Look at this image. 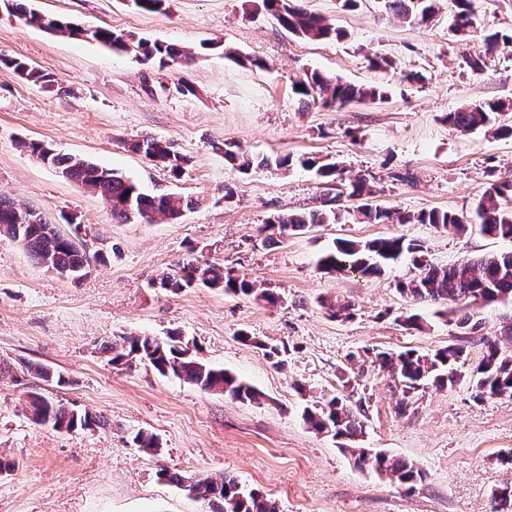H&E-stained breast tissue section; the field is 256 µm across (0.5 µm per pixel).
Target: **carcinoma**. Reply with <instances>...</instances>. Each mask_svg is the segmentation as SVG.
Masks as SVG:
<instances>
[{"mask_svg":"<svg viewBox=\"0 0 512 512\" xmlns=\"http://www.w3.org/2000/svg\"><path fill=\"white\" fill-rule=\"evenodd\" d=\"M386 12L404 23L426 24L436 17L438 0H383ZM454 32L460 37L472 35L479 28V21L472 0H455ZM5 9L28 25L45 28L52 33L77 34V28L68 22L49 19L27 7L26 0H3ZM264 10L271 12L279 24L292 35L310 40L341 39L343 33L326 18L308 12L295 0H261ZM92 38L114 51H135L148 63L161 67L190 59L184 50L171 44H151L141 38L117 34L102 28L92 33ZM485 52L466 58L471 71L480 73L488 66L487 55L499 48H512V32H500L485 37ZM0 72L12 74L43 86L54 83L53 76L36 69L17 58L0 55ZM295 93L307 104L318 101L325 107H345L364 101H384L387 93L381 86H358L341 78H330L312 71L296 83ZM512 111L504 101L471 103L444 116L448 126L461 133L490 127L501 137H512V120L503 115ZM150 145L157 164L171 175L182 173V158L171 151L169 143L152 136L130 143L133 152ZM30 151L40 161L66 175L67 179L99 193L112 207V214L125 216L132 211L151 222L155 216L169 220L181 217L182 212L198 202L177 193L150 194L126 175L107 169L87 159L45 152L36 142L28 144ZM224 159L247 172L255 169L287 171L294 166L317 169L325 179V203L328 209L304 212H279L269 217L262 227L265 240L279 244L281 239L307 233L323 224H340L348 215L366 224H430L434 228L458 233L477 229L480 235L512 242V176L489 173L490 180L475 206L468 212L432 209L418 214L404 213L377 202V190L370 179L363 175L344 178V170L337 161L323 162L315 157L293 154L252 156L233 140H224ZM21 231L23 247L31 257L47 269L77 270L82 268L87 255L77 243L62 238L56 226L49 223L36 210L14 199L0 196V236L13 238ZM410 262L414 274L397 284L400 295L412 302L442 306L436 314L455 323L463 334L477 332L482 320L476 309L493 304H512V252L466 259L448 267H438L426 258L424 246L417 240L403 235H391L365 242L348 239L336 241L333 249L320 255L317 269L325 275L355 271L363 276L382 275L393 263ZM203 282L209 288H221L226 293L252 297L275 306L283 302L281 294L260 288L256 282L234 273V268L219 263L201 262L189 258L171 273L159 280L160 287L176 294L182 285L191 280ZM330 317L347 320L354 316L355 304L348 300H320ZM502 335L505 340L486 341V349L475 367L470 384L479 401L512 398V317L506 319ZM246 342L263 350V355L275 366L283 364L285 349L270 345L246 332L240 333ZM112 364L125 368L143 364L151 366L162 375H171L189 381L206 392L224 393L236 400L257 403L262 393L246 380L219 367H214L197 355L190 347V340L179 333L164 339L153 336H124L112 342ZM465 354L464 346L450 344L431 353L416 350L396 353L378 352L375 362L396 375L403 393L409 395L431 385L436 388L452 386L457 382L455 365ZM33 420L42 423L50 420L53 428L72 430L80 427L104 426L103 416L87 410L79 411L56 404L36 394L28 393ZM365 409L362 400L349 395L326 394L322 400L304 408L303 422L318 434H330L343 440L342 452L350 453L354 462L386 473L411 490L423 479L422 471L413 463L394 458L385 453L372 454L366 448H354L352 443L364 434ZM195 496L206 501L212 512H278L275 502L253 489L242 486L234 477H197L192 486ZM512 504V488L493 491L490 512H503Z\"/></svg>","mask_w":512,"mask_h":512,"instance_id":"1","label":"carcinoma"}]
</instances>
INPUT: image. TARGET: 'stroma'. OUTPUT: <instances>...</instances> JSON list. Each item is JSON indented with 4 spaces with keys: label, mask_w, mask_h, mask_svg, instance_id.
<instances>
[{
    "label": "stroma",
    "mask_w": 512,
    "mask_h": 512,
    "mask_svg": "<svg viewBox=\"0 0 512 512\" xmlns=\"http://www.w3.org/2000/svg\"><path fill=\"white\" fill-rule=\"evenodd\" d=\"M330 20L343 39L293 36L252 0H168L161 13L132 0H29L46 17L82 28L79 36L47 32L0 9V53L51 73L53 88L0 74V195L33 206L79 237L92 262L80 279L48 272L26 250L0 237V512H209L206 502L159 480L160 470L232 476L275 501L279 512H490L493 490L512 486V398L477 401L470 375L484 338L498 335L505 307L483 308L480 332L460 335L413 305L396 285L408 263L382 276L323 275L318 253L340 239L402 235L423 243L429 261L512 251V242L436 230L428 224H326L282 243L261 228L271 214L319 208L324 189L314 172L243 173L224 160L223 141L253 155L307 154L341 162L347 176L370 174L379 201L407 213L472 208L488 168L512 174V138L459 133L446 113L475 101L512 100V50L494 52L484 72L467 56L483 52L485 35L512 31V0H474L482 28L462 41L450 29V0L427 24L387 14L382 0H298ZM108 28L189 52L166 69L135 54H117L88 39ZM209 39L218 48L201 49ZM241 62L226 59V51ZM384 56L395 69L377 70ZM356 85L384 87L376 104L341 109L304 105L293 90L311 70ZM417 71L411 83L404 72ZM193 91L179 93L180 84ZM153 136L184 158L180 177L129 150ZM36 141L84 157L137 181L145 190L197 200L176 220L114 217L110 204L33 156ZM232 198H225V189ZM234 266L238 275L284 293V305L201 285L172 294L156 288L186 257ZM356 306L349 320L329 317L324 297ZM423 327L401 326L403 312ZM288 348L282 366L243 342L240 332ZM194 341L207 363L224 366L261 390L262 403L208 393L141 365H112L105 344L121 336ZM462 342L466 354L454 386L411 395L374 361L377 351L428 352ZM63 373L57 385L24 373L26 363ZM344 388L367 404L359 444L416 464L424 477L408 490L355 465L332 436L304 424V406ZM107 418L93 429L59 431L33 421L28 393ZM158 437L144 452L136 432Z\"/></svg>",
    "instance_id": "1"
}]
</instances>
